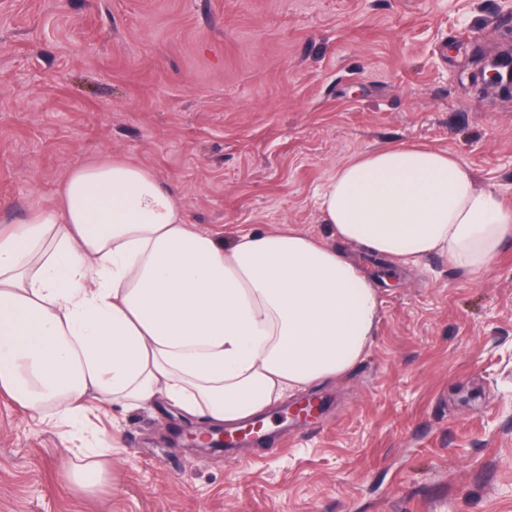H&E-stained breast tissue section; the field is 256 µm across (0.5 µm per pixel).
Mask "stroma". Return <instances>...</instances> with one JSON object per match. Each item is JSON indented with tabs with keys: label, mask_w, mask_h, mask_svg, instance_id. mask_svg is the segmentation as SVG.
I'll return each instance as SVG.
<instances>
[{
	"label": "stroma",
	"mask_w": 512,
	"mask_h": 512,
	"mask_svg": "<svg viewBox=\"0 0 512 512\" xmlns=\"http://www.w3.org/2000/svg\"><path fill=\"white\" fill-rule=\"evenodd\" d=\"M512 29V0H0V224L54 203L67 171L152 169L224 238L295 227L327 243L316 195L359 153L423 144L512 205V96L459 74ZM382 281L375 341L269 413L259 444L172 446L171 407L104 408L99 485L78 439L0 396V512H512V247L481 273L360 250ZM324 407V398L317 397L316 400H305L293 406H288L282 411L281 417L283 420L290 418L293 421H304L322 413ZM117 441L113 444L112 437L107 441L95 439L94 442L89 441L88 447H105V448H88L85 452H80L79 458L82 465L77 467L73 472V478L80 485L92 487L98 485L104 478L106 470L104 463L100 460L105 456L110 448H118ZM106 451V452H105Z\"/></svg>",
	"instance_id": "35a3bbf8"
}]
</instances>
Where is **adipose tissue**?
Here are the masks:
<instances>
[{
    "instance_id": "obj_1",
    "label": "adipose tissue",
    "mask_w": 512,
    "mask_h": 512,
    "mask_svg": "<svg viewBox=\"0 0 512 512\" xmlns=\"http://www.w3.org/2000/svg\"><path fill=\"white\" fill-rule=\"evenodd\" d=\"M317 204L335 244L293 228L227 240L146 167L71 169L56 204L0 225V395L73 434L95 406L238 421L371 346L383 299L345 246L477 273L512 245V207L428 146L358 154Z\"/></svg>"
}]
</instances>
